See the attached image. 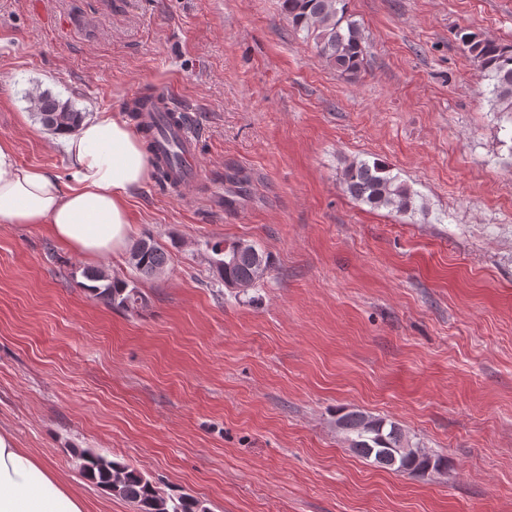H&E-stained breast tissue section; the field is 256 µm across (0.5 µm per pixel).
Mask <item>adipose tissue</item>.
Instances as JSON below:
<instances>
[{"label":"adipose tissue","mask_w":512,"mask_h":512,"mask_svg":"<svg viewBox=\"0 0 512 512\" xmlns=\"http://www.w3.org/2000/svg\"><path fill=\"white\" fill-rule=\"evenodd\" d=\"M66 177L19 163L0 142V224H44L71 250L102 257L122 250L131 233L128 200L146 181L149 162L125 120L102 112L57 138ZM0 512H85L53 466L0 432Z\"/></svg>","instance_id":"ef3b65f1"}]
</instances>
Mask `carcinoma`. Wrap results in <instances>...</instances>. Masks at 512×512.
<instances>
[{
	"instance_id": "cac0c4a2",
	"label": "carcinoma",
	"mask_w": 512,
	"mask_h": 512,
	"mask_svg": "<svg viewBox=\"0 0 512 512\" xmlns=\"http://www.w3.org/2000/svg\"><path fill=\"white\" fill-rule=\"evenodd\" d=\"M281 8L294 30L314 42L318 55L340 76L356 80L365 71L368 45L361 23L348 10V0H281ZM457 39L467 51L483 79L499 112H512V46L480 37L460 29ZM36 117L48 131L75 130L84 115L66 101L42 93L33 97ZM343 184L349 195L373 209L387 208L408 214L425 206L416 205V193L386 163L358 160L343 171ZM210 271L227 288L242 293L268 277L271 262L257 244L246 239L217 240L206 244ZM168 264V252L150 236L133 246L129 265L140 276L157 277ZM84 288L97 300L126 312H137L145 298L134 281L111 275L103 268L83 271ZM349 447L361 458L384 468H393L381 453L393 449L399 464L408 473L423 476L438 470L447 460L410 440L405 430L393 421L350 411L337 419ZM81 474L89 482L112 491L132 503L138 512H207L200 501L190 496L176 499L165 496L134 467L109 459L100 453L81 454Z\"/></svg>"
}]
</instances>
